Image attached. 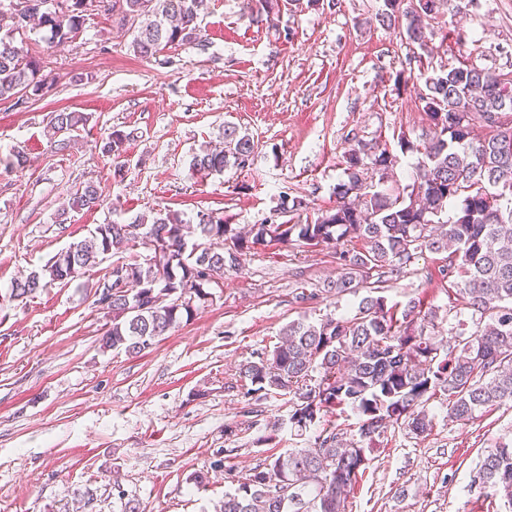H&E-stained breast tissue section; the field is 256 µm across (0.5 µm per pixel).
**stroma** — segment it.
Listing matches in <instances>:
<instances>
[{
    "instance_id": "stroma-1",
    "label": "stroma",
    "mask_w": 512,
    "mask_h": 512,
    "mask_svg": "<svg viewBox=\"0 0 512 512\" xmlns=\"http://www.w3.org/2000/svg\"><path fill=\"white\" fill-rule=\"evenodd\" d=\"M381 4L336 0L283 13L272 28L250 23L240 0H209L207 51L184 45L149 59L134 55L130 32L108 12L90 15L63 45L26 41L53 84L22 107L0 102V512H75L83 495L86 512H125L129 503L139 512H215L265 457L312 440L290 428L282 393L247 405L241 391L250 382L238 368L272 349L289 321L354 313L353 294L294 300L296 289L336 279L326 245L246 250L212 301L138 355L99 343L112 315L95 306L93 287L110 261L24 300L9 292L97 225L154 209L186 220L215 211L244 227L272 216L286 192L307 202L290 222H313L336 204L354 139L393 150L402 133L421 144L427 117L417 91H396V71L417 58L431 71L455 64L459 32L478 66L512 71V0H444L425 54L376 20ZM63 110L92 119L60 150L44 129ZM228 122L257 143L252 170L191 176L193 155L219 143ZM114 129L128 136L116 160L96 146ZM19 151L27 167L8 170ZM88 180L100 183L106 206L57 223ZM447 259L423 252L383 290L388 302L437 309L440 338L461 310L437 276ZM428 410L425 437L388 428L347 512H503L500 498L471 478L484 451L512 435V407L465 424L449 421L440 399Z\"/></svg>"
}]
</instances>
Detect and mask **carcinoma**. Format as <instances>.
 <instances>
[{"instance_id": "cac0c4a2", "label": "carcinoma", "mask_w": 512, "mask_h": 512, "mask_svg": "<svg viewBox=\"0 0 512 512\" xmlns=\"http://www.w3.org/2000/svg\"><path fill=\"white\" fill-rule=\"evenodd\" d=\"M83 2L15 0L14 28L0 36V101L45 94L48 76L22 47L29 21L44 30L47 45H60L82 30ZM242 2L256 22L320 6V0ZM205 8L206 0H112V10L133 27L131 48L142 58L173 45L207 50L198 23ZM438 11L439 0H383L376 18L427 53L424 21L437 18ZM456 44L457 64L432 74L402 70L395 79L399 89L422 85L419 101L429 122L422 149L398 136L401 151H421L412 182L386 185L397 156L385 146L370 152L359 139L346 157L347 181L337 187L336 206L312 224L266 219L243 233L219 213L202 212L190 224L176 211L158 210L129 223L97 225L90 236L12 284L10 299H23L50 282L68 285L84 269L114 258L95 291L109 290L116 275L128 293H112V325L101 346L136 354L191 320L208 300L206 288L219 284L224 270L238 266L253 245L295 236L334 249L339 274L323 291L339 296L366 289L355 313L318 322L293 320L273 349L240 368L251 384L243 397L257 402L273 390L290 395L288 424L299 432L316 428L313 442L265 458L235 492L224 494L219 512H346L348 493L370 467V452L387 427L427 434L432 427L427 405L438 394L448 400V418L462 424L512 402V72L481 69L469 63L466 39L459 35ZM88 121L84 112H57L46 136L63 145L60 135ZM477 124L484 129L480 139L473 137ZM126 139L113 130L100 149L118 157ZM254 161L253 138L227 123L224 148L201 150L190 170L209 176L250 170ZM369 170L382 189L368 191ZM459 197L455 217L435 223L448 201ZM104 202L100 184L84 182L70 193L57 223ZM306 206L304 199L284 192L278 213ZM161 236L168 237L170 249L160 261L150 254L141 261L126 255L136 245L150 249ZM426 250L448 251L439 275L469 311V319L452 328L447 347L431 334L436 310L414 301L390 305L379 295L383 275H400ZM345 406L358 417L354 433L324 422ZM472 483L493 490L512 509L511 438L502 437L485 451Z\"/></svg>"}]
</instances>
